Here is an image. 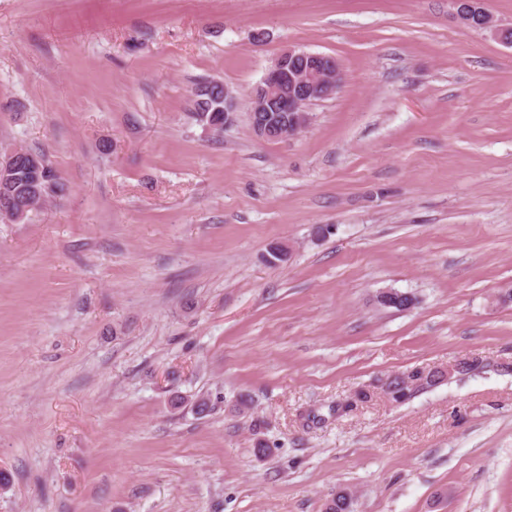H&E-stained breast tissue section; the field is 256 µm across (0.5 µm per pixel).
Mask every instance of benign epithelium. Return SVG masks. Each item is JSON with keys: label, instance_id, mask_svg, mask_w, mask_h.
Segmentation results:
<instances>
[{"label": "benign epithelium", "instance_id": "1", "mask_svg": "<svg viewBox=\"0 0 512 512\" xmlns=\"http://www.w3.org/2000/svg\"><path fill=\"white\" fill-rule=\"evenodd\" d=\"M460 22L486 33L493 40L512 46L507 38L512 28L499 24L481 7V0H455ZM323 55L288 49L272 62L250 96L249 119L254 134L265 140L296 137L308 128L311 113L304 104L315 96L330 97L340 88L339 65H321ZM239 102L224 88V125L234 122Z\"/></svg>", "mask_w": 512, "mask_h": 512}]
</instances>
